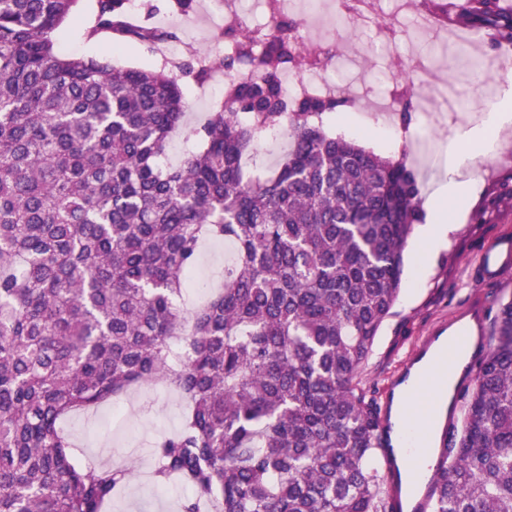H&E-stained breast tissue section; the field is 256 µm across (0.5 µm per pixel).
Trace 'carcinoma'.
Masks as SVG:
<instances>
[{"instance_id": "cac0c4a2", "label": "carcinoma", "mask_w": 512, "mask_h": 512, "mask_svg": "<svg viewBox=\"0 0 512 512\" xmlns=\"http://www.w3.org/2000/svg\"><path fill=\"white\" fill-rule=\"evenodd\" d=\"M78 0H0V512H104L125 467L83 464L68 416L162 382L182 426L155 449L156 485L181 512H389V444L359 373L401 290L423 219L414 170L325 129L343 104L288 98L290 67L323 68L276 0L263 29L228 25L224 100L165 165L185 125L183 69L62 58L55 33ZM93 37L149 48L176 32L126 22L94 0ZM456 21L512 43L499 0H463ZM288 147L265 169L254 144ZM234 261L195 313L181 307L202 243ZM436 449L432 512H512V299Z\"/></svg>"}]
</instances>
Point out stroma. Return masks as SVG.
I'll return each instance as SVG.
<instances>
[{"label":"stroma","instance_id":"obj_1","mask_svg":"<svg viewBox=\"0 0 512 512\" xmlns=\"http://www.w3.org/2000/svg\"><path fill=\"white\" fill-rule=\"evenodd\" d=\"M92 4L93 0H80L64 22L55 43L58 54L74 58L100 56L131 67L161 65L160 56L146 46L127 43L115 48L111 33L86 38L84 30L93 20ZM204 4L205 0H195L192 9L180 15L172 10L171 0H139V19L147 25L176 31L180 43L197 54L212 55L224 48V19L209 17L203 10ZM382 8L396 14L383 48L374 51L367 62L349 65L344 77L361 95L392 96L396 99V112L402 108L409 110L410 133L425 136L433 150V160L427 167L415 157L407 158L418 176L421 198L427 201L445 171L449 149L470 150V143L462 137L463 131L480 125L489 108L499 103L503 88L512 83V53L494 50L489 41H482L478 49L482 76L480 81H472L465 69L469 53L454 41L460 29L458 23H449L448 42L440 45L428 37H413L407 28V20L418 10L411 0H384ZM439 63L445 66V76L457 90L456 105L450 108L437 102L433 118L428 119L420 110L419 98H412L405 105L397 95L401 86L419 84L420 70L432 69ZM397 124L396 113L384 121L372 109L359 105L343 108L326 119L331 132L354 138L386 157L402 155L403 140ZM511 175L512 126L498 132L493 149L478 156L463 174L462 179L470 184L471 191L464 204L455 209L456 226L445 245L436 252L420 254L416 249L419 235L411 233L404 252L402 290L362 372L364 385L375 392L379 404H386L394 383L402 378L407 363L432 330L446 327L449 319L471 299L483 300L493 311L500 302L512 298V274L490 284L474 273L483 247L501 232H512V208L493 202L497 183ZM480 209L487 217L483 224L473 220L475 211ZM124 403L132 411L121 424L113 422L108 405L63 421L62 428L75 455L84 462L134 465V474L106 512H179L187 490L174 484L167 487L165 494H157L147 476L156 442L182 423L184 400L157 385L126 396Z\"/></svg>","mask_w":512,"mask_h":512}]
</instances>
